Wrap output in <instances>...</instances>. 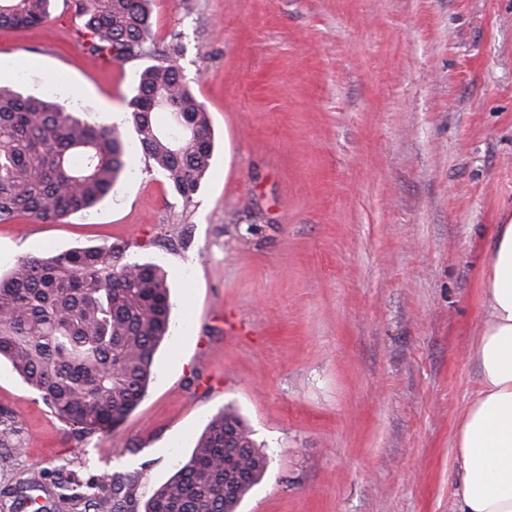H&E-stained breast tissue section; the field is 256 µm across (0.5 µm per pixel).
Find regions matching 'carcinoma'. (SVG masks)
I'll list each match as a JSON object with an SVG mask.
<instances>
[{
  "label": "carcinoma",
  "mask_w": 512,
  "mask_h": 512,
  "mask_svg": "<svg viewBox=\"0 0 512 512\" xmlns=\"http://www.w3.org/2000/svg\"><path fill=\"white\" fill-rule=\"evenodd\" d=\"M55 0H0V28L51 20ZM84 46L108 59L159 55L143 69L128 101L136 145L184 201L201 189L212 166L210 119L182 69L174 36L155 47L150 0H73ZM126 133L89 122L54 96L0 86V223L56 222L106 197L127 166ZM128 247L92 245L25 257L0 275V359L59 419L90 435L110 433L147 392L154 353L170 329L166 272L127 255ZM22 427L0 412V446ZM269 464L232 408L213 415L188 460L145 503L135 498L138 474L112 481H49L33 471L0 500L32 512L62 503L109 512H236Z\"/></svg>",
  "instance_id": "obj_1"
}]
</instances>
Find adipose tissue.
Here are the masks:
<instances>
[{
    "mask_svg": "<svg viewBox=\"0 0 512 512\" xmlns=\"http://www.w3.org/2000/svg\"><path fill=\"white\" fill-rule=\"evenodd\" d=\"M488 248L483 324L471 349L478 382L455 436L453 512H512V215L493 225Z\"/></svg>",
    "mask_w": 512,
    "mask_h": 512,
    "instance_id": "obj_1",
    "label": "adipose tissue"
}]
</instances>
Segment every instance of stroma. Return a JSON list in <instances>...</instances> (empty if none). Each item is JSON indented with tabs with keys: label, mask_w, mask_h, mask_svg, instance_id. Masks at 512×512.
<instances>
[{
	"label": "stroma",
	"mask_w": 512,
	"mask_h": 512,
	"mask_svg": "<svg viewBox=\"0 0 512 512\" xmlns=\"http://www.w3.org/2000/svg\"><path fill=\"white\" fill-rule=\"evenodd\" d=\"M153 36L210 116L184 202L138 148L112 193L57 223H0V272L119 243L163 267L170 333L111 433L61 421L0 363L32 469L138 473L147 500L233 407L269 457L238 512H452L477 384L487 236L512 209V0H151ZM69 0L0 29V83L125 123L152 57L83 45Z\"/></svg>",
	"instance_id": "obj_1"
}]
</instances>
